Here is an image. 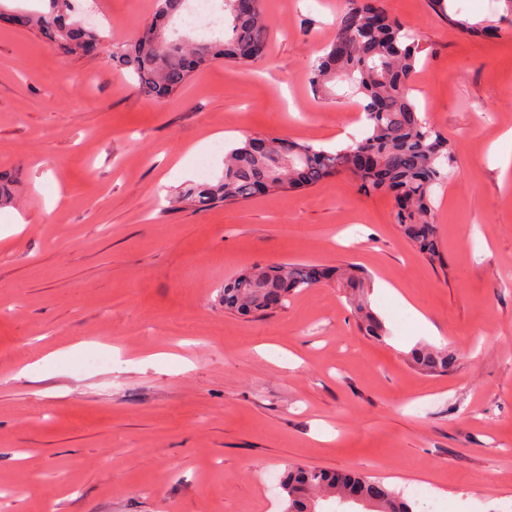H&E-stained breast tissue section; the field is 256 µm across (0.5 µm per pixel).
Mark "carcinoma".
Returning <instances> with one entry per match:
<instances>
[{"label": "carcinoma", "instance_id": "cac0c4a2", "mask_svg": "<svg viewBox=\"0 0 512 512\" xmlns=\"http://www.w3.org/2000/svg\"><path fill=\"white\" fill-rule=\"evenodd\" d=\"M189 0H156L150 31L180 17ZM244 0H224L221 35L194 39L176 35L160 41L145 33L133 43L112 44V59L136 81L139 89L165 99L186 84L191 73L223 60L241 66L265 52L269 27L262 0L243 6ZM448 23L466 33L492 34L495 28L459 18L460 8L447 0H429ZM18 28L38 31L46 43L66 54H91L103 42L96 27L77 18L75 0H48L41 13L17 10ZM422 47L405 26L390 16L381 0H349L339 16L336 34L324 54L311 62L307 78L317 93L343 79L347 96L358 98L366 132L359 140L330 151L312 144L281 138H248L224 157V175L215 184L188 185L175 202L183 208L202 209L219 202L248 199L312 187L340 172L360 181L366 193L393 197L394 223L417 252L431 264L442 263L433 189L448 178L455 160L448 139L428 120L413 98L411 78L420 63ZM253 275L237 274L224 283V310L244 317L270 315L288 304L297 292L323 280H334L356 291L352 299L360 331L377 342L386 338L382 321L364 298L366 278L351 263L336 267L315 264H264L250 268ZM408 360L428 376L446 375L454 355L446 347L416 345ZM280 486L283 512H323V503L343 502L350 512H414L412 503L383 481L348 470L334 471L290 465Z\"/></svg>", "mask_w": 512, "mask_h": 512}]
</instances>
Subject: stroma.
Returning a JSON list of instances; mask_svg holds the SVG:
<instances>
[{"instance_id":"obj_1","label":"stroma","mask_w":512,"mask_h":512,"mask_svg":"<svg viewBox=\"0 0 512 512\" xmlns=\"http://www.w3.org/2000/svg\"><path fill=\"white\" fill-rule=\"evenodd\" d=\"M382 4L423 47L415 95L456 156L434 192L441 265L390 196L344 175L201 211L168 201L220 179L247 137L356 138L346 83L319 98L307 81L347 0H263L264 56L200 68L162 102L110 55L0 26V171L16 179L0 226L13 209L26 223L0 241V512H281L265 479L289 463L419 486L440 512L512 502V176L494 155L512 129V22L503 0L461 5L492 39L429 0ZM153 13L106 0L97 17L126 40ZM273 262L355 263L438 333L372 289L375 342L333 282L267 317L225 312V280ZM423 342L454 353L448 375L408 361ZM91 351L106 363L79 368ZM452 1L454 0H448L447 4V0H429L433 9L445 16L449 24L459 28L461 31L466 33L484 32L489 35L495 33L496 28H493L491 25H483V23L471 24L466 19L456 18L461 10L455 7V4L451 3Z\"/></svg>"}]
</instances>
